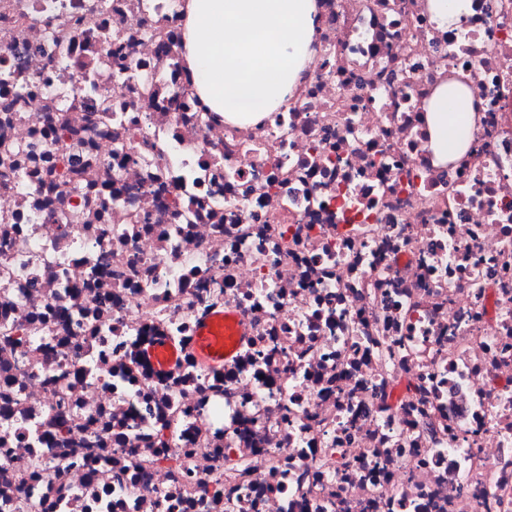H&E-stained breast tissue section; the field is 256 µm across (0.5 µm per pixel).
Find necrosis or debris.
Here are the masks:
<instances>
[{
	"mask_svg": "<svg viewBox=\"0 0 512 512\" xmlns=\"http://www.w3.org/2000/svg\"><path fill=\"white\" fill-rule=\"evenodd\" d=\"M425 2L317 0L237 126L186 0H0V512H512V0ZM451 77L480 112L441 168ZM427 8L442 28L457 27L463 18L470 14V0H426ZM479 98L474 89L457 82H443L426 105L429 148L439 165L463 155L472 137ZM223 323L224 313L221 312L201 322L193 338V350L213 367L224 366V336L219 331ZM173 351L172 343L160 339L148 344L143 350V355L155 370H164L173 359Z\"/></svg>",
	"mask_w": 512,
	"mask_h": 512,
	"instance_id": "necrosis-or-debris-1",
	"label": "necrosis or debris"
}]
</instances>
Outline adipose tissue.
Instances as JSON below:
<instances>
[{
	"instance_id": "ef3b65f1",
	"label": "adipose tissue",
	"mask_w": 512,
	"mask_h": 512,
	"mask_svg": "<svg viewBox=\"0 0 512 512\" xmlns=\"http://www.w3.org/2000/svg\"><path fill=\"white\" fill-rule=\"evenodd\" d=\"M317 26L316 0H187L182 46L196 95L232 124L277 111L312 61ZM478 105L457 82L435 89L426 113L437 164L467 151Z\"/></svg>"
}]
</instances>
